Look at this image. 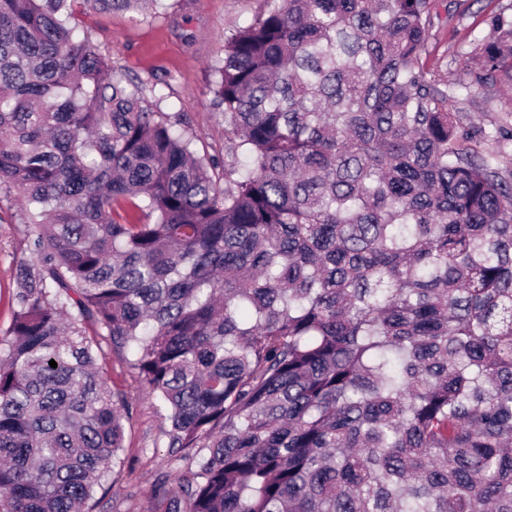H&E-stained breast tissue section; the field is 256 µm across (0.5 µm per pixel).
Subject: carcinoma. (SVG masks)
<instances>
[{"label": "carcinoma", "instance_id": "cac0c4a2", "mask_svg": "<svg viewBox=\"0 0 512 512\" xmlns=\"http://www.w3.org/2000/svg\"><path fill=\"white\" fill-rule=\"evenodd\" d=\"M78 2L143 0H0V196L31 225L0 512H89L120 462L104 342L204 452L158 512H512V172L457 118L512 89V13L450 83L438 0H266L214 68L220 162Z\"/></svg>", "mask_w": 512, "mask_h": 512}]
</instances>
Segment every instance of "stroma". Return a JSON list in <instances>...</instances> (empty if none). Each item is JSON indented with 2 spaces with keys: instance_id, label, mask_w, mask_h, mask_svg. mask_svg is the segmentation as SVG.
<instances>
[{
  "instance_id": "stroma-1",
  "label": "stroma",
  "mask_w": 512,
  "mask_h": 512,
  "mask_svg": "<svg viewBox=\"0 0 512 512\" xmlns=\"http://www.w3.org/2000/svg\"><path fill=\"white\" fill-rule=\"evenodd\" d=\"M265 0H165L158 13L105 12L79 4L73 23L112 62L115 75L155 86L164 109L186 115L199 150L224 153V119L211 103L212 66L224 38L254 19ZM512 7V0H450L448 10L430 30L429 67L456 79L466 56L485 35L486 18ZM463 126L493 131L512 126V107L501 93L473 88L458 114ZM17 200L0 198V337L11 322V295L17 263L29 258V225L19 218ZM112 389L123 398L125 441L121 462L96 494L91 512H157L154 486L162 477L177 480L189 461L176 460L157 415L125 352L103 346Z\"/></svg>"
}]
</instances>
